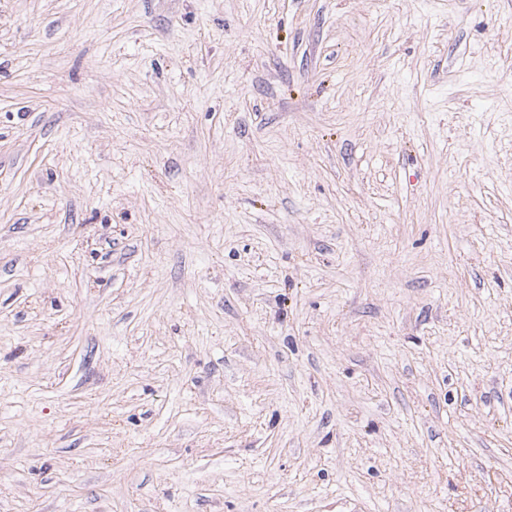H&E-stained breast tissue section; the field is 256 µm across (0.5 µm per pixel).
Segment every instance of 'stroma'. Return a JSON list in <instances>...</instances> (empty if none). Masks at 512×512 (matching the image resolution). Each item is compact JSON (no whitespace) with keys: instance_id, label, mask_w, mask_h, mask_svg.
<instances>
[{"instance_id":"35a3bbf8","label":"stroma","mask_w":512,"mask_h":512,"mask_svg":"<svg viewBox=\"0 0 512 512\" xmlns=\"http://www.w3.org/2000/svg\"><path fill=\"white\" fill-rule=\"evenodd\" d=\"M0 512H512V0H0Z\"/></svg>"}]
</instances>
